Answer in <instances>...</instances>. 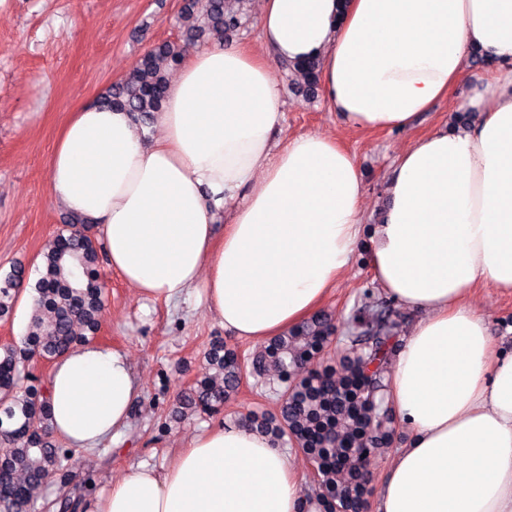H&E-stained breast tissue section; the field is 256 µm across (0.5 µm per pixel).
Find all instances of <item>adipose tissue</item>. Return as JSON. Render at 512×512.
Segmentation results:
<instances>
[{
  "mask_svg": "<svg viewBox=\"0 0 512 512\" xmlns=\"http://www.w3.org/2000/svg\"><path fill=\"white\" fill-rule=\"evenodd\" d=\"M261 53L216 39L187 53L147 139L129 112L87 103L48 158L49 193L99 227L108 264L141 297L203 289L232 336L263 342L313 315L347 270L366 195L331 136L276 138L286 102L272 69L317 60L329 111L403 129L461 81L464 132L410 143L386 179L369 262L383 291L424 314L388 394L408 425L377 512H512V353L468 301L512 288V0H260ZM223 237H216V224ZM137 396L126 354L87 343L48 379L50 434L96 448ZM277 437L244 424L194 435L164 473L130 468L86 512H303Z\"/></svg>",
  "mask_w": 512,
  "mask_h": 512,
  "instance_id": "adipose-tissue-1",
  "label": "adipose tissue"
}]
</instances>
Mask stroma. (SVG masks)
I'll return each instance as SVG.
<instances>
[{"label": "stroma", "instance_id": "stroma-1", "mask_svg": "<svg viewBox=\"0 0 512 512\" xmlns=\"http://www.w3.org/2000/svg\"><path fill=\"white\" fill-rule=\"evenodd\" d=\"M183 0H7L0 8V274L22 263L36 269L41 253L64 224V212L49 195L46 160L66 114L97 100L120 81L155 44L179 38ZM488 69L472 66L465 79L411 127L369 130L345 124L321 97H306L292 85L285 68L274 76L286 100L279 140L307 133L334 137L353 153L366 187L360 237L351 264L320 306L333 326L332 337L313 369L339 368L352 347L378 317L392 326L390 355L420 319L386 295L369 266L368 231L383 218L385 183L399 153L418 136L457 128L455 107ZM107 295L94 341L125 352L139 395L126 427L100 447L76 451L68 482L53 479L49 500L96 495L129 468L145 464L165 471L193 435L255 416L279 415L283 387L274 369L263 378L245 375L223 407L209 413L179 405L181 394L208 370L206 350L220 340L244 362L262 345L230 336L191 291L178 300L148 301L113 271L100 267ZM470 302L485 319L490 336L512 351V289L483 282Z\"/></svg>", "mask_w": 512, "mask_h": 512}]
</instances>
